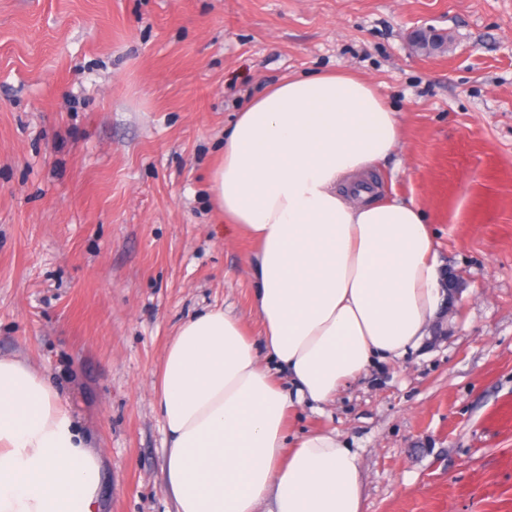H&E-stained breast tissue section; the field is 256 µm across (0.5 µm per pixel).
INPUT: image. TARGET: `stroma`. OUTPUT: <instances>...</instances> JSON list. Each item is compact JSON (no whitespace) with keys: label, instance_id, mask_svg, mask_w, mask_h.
<instances>
[{"label":"stroma","instance_id":"obj_1","mask_svg":"<svg viewBox=\"0 0 512 512\" xmlns=\"http://www.w3.org/2000/svg\"><path fill=\"white\" fill-rule=\"evenodd\" d=\"M454 47L412 54L420 26ZM350 71L399 112L369 178L427 212L462 289L442 335L374 361L292 432L361 458L363 512H493L484 414L512 395V0H0V357L40 369L104 458L101 512H172L153 385L176 327L221 308L251 334L253 244L208 175L240 105Z\"/></svg>","mask_w":512,"mask_h":512}]
</instances>
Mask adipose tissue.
I'll list each match as a JSON object with an SVG mask.
<instances>
[{
  "mask_svg": "<svg viewBox=\"0 0 512 512\" xmlns=\"http://www.w3.org/2000/svg\"><path fill=\"white\" fill-rule=\"evenodd\" d=\"M403 149L397 112L349 73L284 78L225 131L210 191L255 245L262 331L212 309L167 345L154 399L174 512H362L358 453L333 431L290 438L288 418L402 358L438 312L424 210L360 188ZM102 468L47 377L0 358V512H99Z\"/></svg>",
  "mask_w": 512,
  "mask_h": 512,
  "instance_id": "ef3b65f1",
  "label": "adipose tissue"
}]
</instances>
